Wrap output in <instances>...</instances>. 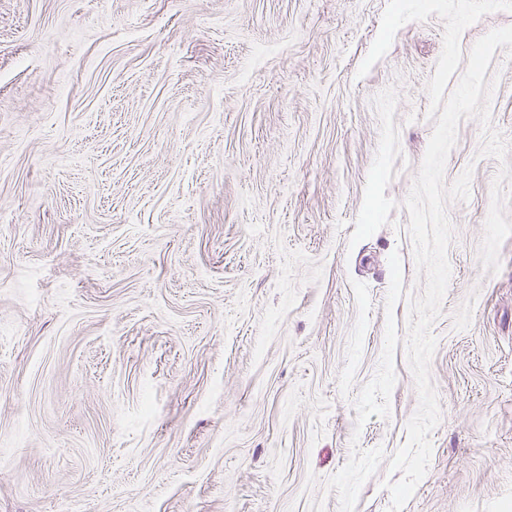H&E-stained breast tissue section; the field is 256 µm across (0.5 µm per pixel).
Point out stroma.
I'll list each match as a JSON object with an SVG mask.
<instances>
[{"label":"stroma","mask_w":512,"mask_h":512,"mask_svg":"<svg viewBox=\"0 0 512 512\" xmlns=\"http://www.w3.org/2000/svg\"><path fill=\"white\" fill-rule=\"evenodd\" d=\"M388 0H0V512H339L353 449L387 512L418 393L353 401L423 283L404 201L434 129L437 16L357 70ZM491 127L512 163V56ZM462 120L445 183L440 406L402 512H512V236L479 251L501 162Z\"/></svg>","instance_id":"obj_1"}]
</instances>
